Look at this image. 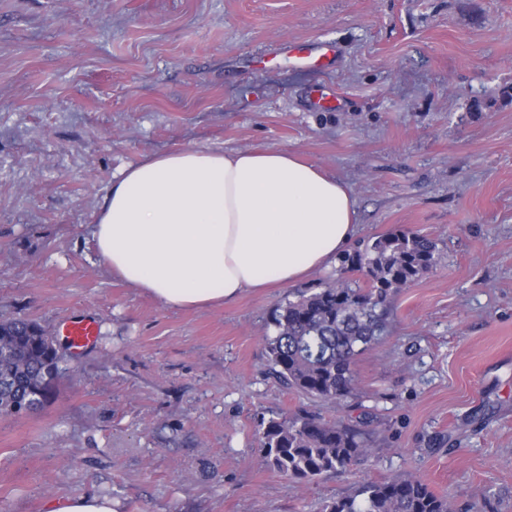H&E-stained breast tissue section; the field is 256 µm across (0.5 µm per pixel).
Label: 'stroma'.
Wrapping results in <instances>:
<instances>
[{"instance_id": "1", "label": "stroma", "mask_w": 512, "mask_h": 512, "mask_svg": "<svg viewBox=\"0 0 512 512\" xmlns=\"http://www.w3.org/2000/svg\"><path fill=\"white\" fill-rule=\"evenodd\" d=\"M318 39L331 68L289 66ZM187 147L297 153L349 187L358 238L438 242L345 405L269 378L263 341L335 267L185 310L96 255L113 179ZM83 313L96 345L41 408L0 416V512L106 489L117 512H321L408 473L460 512H512V0H0V320ZM298 409L370 414L375 462L308 485L268 469L259 425Z\"/></svg>"}]
</instances>
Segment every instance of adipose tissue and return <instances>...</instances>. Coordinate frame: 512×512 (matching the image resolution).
Returning a JSON list of instances; mask_svg holds the SVG:
<instances>
[{
  "instance_id": "1",
  "label": "adipose tissue",
  "mask_w": 512,
  "mask_h": 512,
  "mask_svg": "<svg viewBox=\"0 0 512 512\" xmlns=\"http://www.w3.org/2000/svg\"><path fill=\"white\" fill-rule=\"evenodd\" d=\"M343 181L285 150L177 149L125 168L97 206L100 259L178 309L305 278L356 234Z\"/></svg>"
}]
</instances>
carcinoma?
Returning <instances> with one entry per match:
<instances>
[{
    "instance_id": "1",
    "label": "carcinoma",
    "mask_w": 512,
    "mask_h": 512,
    "mask_svg": "<svg viewBox=\"0 0 512 512\" xmlns=\"http://www.w3.org/2000/svg\"><path fill=\"white\" fill-rule=\"evenodd\" d=\"M440 259L427 235L398 232L358 242L339 257L337 277L321 288L276 305L263 336L269 372L286 389L324 403L344 405L358 392V357L388 333L392 297L421 279ZM13 343L0 351V414L32 412L48 400L65 363L38 323L0 321ZM326 421L300 410L262 423L266 465L297 484L342 473L373 457L365 426ZM323 512H455L413 475L362 484L350 496L328 501Z\"/></svg>"
}]
</instances>
